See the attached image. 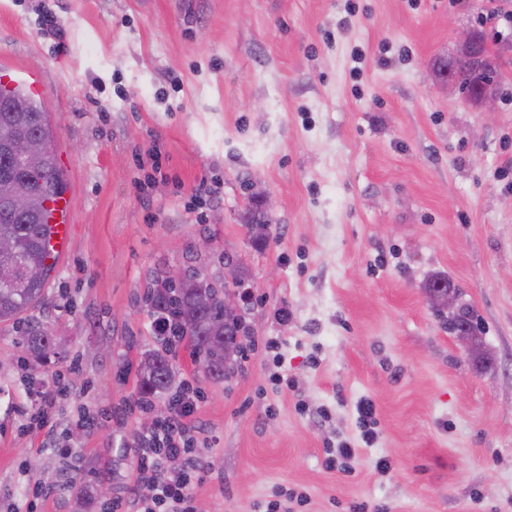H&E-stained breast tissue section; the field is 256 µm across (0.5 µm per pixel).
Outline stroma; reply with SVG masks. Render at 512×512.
Segmentation results:
<instances>
[{
  "instance_id": "stroma-1",
  "label": "stroma",
  "mask_w": 512,
  "mask_h": 512,
  "mask_svg": "<svg viewBox=\"0 0 512 512\" xmlns=\"http://www.w3.org/2000/svg\"><path fill=\"white\" fill-rule=\"evenodd\" d=\"M484 6L0 0V72L44 83L73 226L24 316L61 360L22 358V325L0 322V512L50 479L89 494L48 493L38 512H135L145 415L109 412L161 346L144 294L175 266L223 282L228 256L254 294L244 358L215 383L177 350V382L202 393L195 507L512 512V23L479 24ZM465 29L499 56L495 111L441 74ZM437 278L452 307L429 300ZM459 309L478 352L448 329ZM47 395L53 433L26 431L19 408ZM363 398L376 442L327 469V449L358 441Z\"/></svg>"
}]
</instances>
